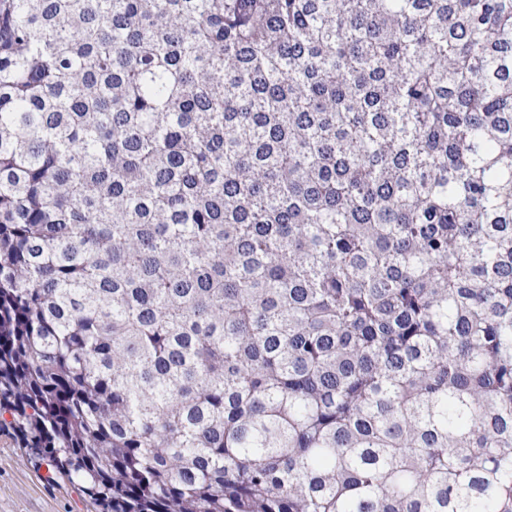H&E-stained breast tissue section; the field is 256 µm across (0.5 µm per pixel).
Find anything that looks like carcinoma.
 <instances>
[{
	"label": "carcinoma",
	"mask_w": 512,
	"mask_h": 512,
	"mask_svg": "<svg viewBox=\"0 0 512 512\" xmlns=\"http://www.w3.org/2000/svg\"><path fill=\"white\" fill-rule=\"evenodd\" d=\"M0 431L98 512H512V0H0Z\"/></svg>",
	"instance_id": "1"
}]
</instances>
